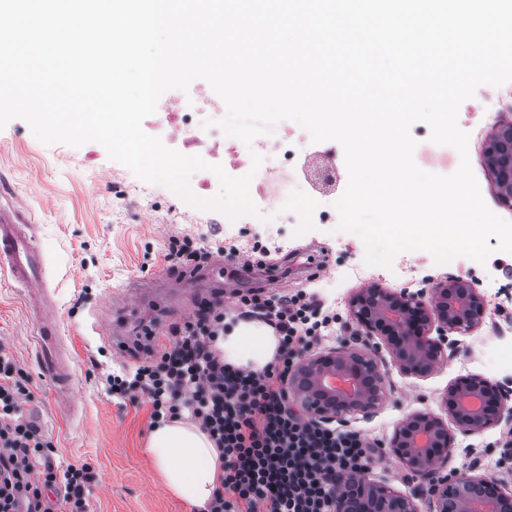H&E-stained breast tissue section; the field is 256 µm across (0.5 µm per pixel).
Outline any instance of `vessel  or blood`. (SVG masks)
<instances>
[{
	"label": "vessel or blood",
	"instance_id": "obj_1",
	"mask_svg": "<svg viewBox=\"0 0 512 512\" xmlns=\"http://www.w3.org/2000/svg\"><path fill=\"white\" fill-rule=\"evenodd\" d=\"M31 213L20 199L0 202V271L7 274L13 287L23 291L29 306L37 314L39 345L59 379H66L68 368L56 357V338L60 326L56 308L43 293L46 286L45 264L37 238L26 232ZM198 283L221 294L224 286V259L216 257L206 267L191 270L179 277L160 270L132 281L127 289L113 298V306L138 323L154 321L157 312L168 310L176 288Z\"/></svg>",
	"mask_w": 512,
	"mask_h": 512
}]
</instances>
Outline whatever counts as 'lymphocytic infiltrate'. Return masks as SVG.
<instances>
[{
    "mask_svg": "<svg viewBox=\"0 0 512 512\" xmlns=\"http://www.w3.org/2000/svg\"><path fill=\"white\" fill-rule=\"evenodd\" d=\"M239 303L279 338L262 369L224 362L215 347L224 307L206 302L170 328L167 343L146 348L140 364L107 374V391L132 402L146 396L152 422L185 416L207 434L224 475L203 512H334L337 474L381 460L382 444L356 430L308 425L285 401L283 384L297 356L336 319L300 294ZM27 398L15 362L0 355V512H53L54 493L67 512H86L93 471L85 463L55 467L40 426L24 414Z\"/></svg>",
    "mask_w": 512,
    "mask_h": 512,
    "instance_id": "f902f5d3",
    "label": "lymphocytic infiltrate"
}]
</instances>
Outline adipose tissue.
I'll list each match as a JSON object with an SVG mask.
<instances>
[{"instance_id": "1", "label": "adipose tissue", "mask_w": 512, "mask_h": 512, "mask_svg": "<svg viewBox=\"0 0 512 512\" xmlns=\"http://www.w3.org/2000/svg\"><path fill=\"white\" fill-rule=\"evenodd\" d=\"M277 346L273 329L260 321L229 325L216 344L226 363L251 369L272 361ZM147 451L166 487L195 507L205 506L224 474L213 442L195 424L182 420L156 426Z\"/></svg>"}]
</instances>
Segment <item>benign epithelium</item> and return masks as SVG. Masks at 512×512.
Masks as SVG:
<instances>
[{"label":"benign epithelium","mask_w":512,"mask_h":512,"mask_svg":"<svg viewBox=\"0 0 512 512\" xmlns=\"http://www.w3.org/2000/svg\"><path fill=\"white\" fill-rule=\"evenodd\" d=\"M494 195L512 208V120L495 124L484 149ZM356 338L338 346L301 353L284 392L291 406L316 426L344 425L357 415L371 416L387 397L376 354L385 348L400 372L427 377L456 353L452 334L465 336L483 325L488 301L464 277H448L423 291L385 288L377 283L358 288L346 301ZM512 394L479 374L448 385L444 415L418 410L395 426L386 454L402 471L425 485L405 494L369 477V472L336 476L341 491L335 512H512V486L484 471L479 460L464 470L444 471L455 451L454 431L480 434L512 425ZM475 486L488 488L480 503L469 497Z\"/></svg>","instance_id":"obj_1"}]
</instances>
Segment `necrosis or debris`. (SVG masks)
<instances>
[{"label":"necrosis or debris","instance_id":"4bbe7bcc","mask_svg":"<svg viewBox=\"0 0 512 512\" xmlns=\"http://www.w3.org/2000/svg\"><path fill=\"white\" fill-rule=\"evenodd\" d=\"M158 117L150 127L163 144L188 156H197L207 162L208 167L193 173L192 185L196 190H210L217 183V176L211 172L214 164H224L229 176L247 175L246 168L236 163L235 158L243 150H250L262 158V163L251 175L249 193L259 214L271 217L273 211H287V198H279L277 204H270L268 186L273 176H281L284 183L302 180L310 197L326 199L331 190L322 188L312 177L309 166L295 168L297 145L290 133L274 128L272 132L255 137L251 145L234 137L227 136L218 122L227 109L213 101L209 93L196 88L178 96L162 95Z\"/></svg>","mask_w":512,"mask_h":512}]
</instances>
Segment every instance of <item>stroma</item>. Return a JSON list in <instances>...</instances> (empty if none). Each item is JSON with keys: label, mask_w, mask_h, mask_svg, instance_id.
<instances>
[{"label": "stroma", "mask_w": 512, "mask_h": 512, "mask_svg": "<svg viewBox=\"0 0 512 512\" xmlns=\"http://www.w3.org/2000/svg\"><path fill=\"white\" fill-rule=\"evenodd\" d=\"M477 105L484 108L483 118L464 127L470 165L486 205L512 221V209L496 201L482 164L492 125L512 107V82L480 86L459 110L464 113ZM410 133L417 142L414 160L420 169L443 176L458 169V151L431 142L427 124L414 123ZM0 190L20 197L31 210L69 359V380L61 382L45 371L38 328L25 298L1 276L0 353L21 371L30 391L24 411L51 443L55 466L85 463L92 468L95 480L85 494L88 512H196L167 490L147 452L150 404H132L107 394L106 375L135 359L115 351L111 337L100 327L110 311L113 290L165 268L164 254L173 237H191L212 254L221 247L244 250L253 241H262L269 249L267 262L281 263L279 292L314 294L339 313L335 335L323 341L327 347L350 340L346 298L360 284L416 291L450 276L476 281L488 300L484 325L462 337L448 365L425 378L402 375L390 356H383L392 385L389 398L370 418L352 419L350 429L388 442L408 413L439 411L448 384L469 373L512 386V252L498 250L497 238H490L494 251L482 264L459 255L440 265L429 251L413 249L394 256L389 265L369 266L360 235L338 230L333 223H316L311 213L301 212L294 224H228L223 214L201 211L176 199L164 186L140 180L109 159L101 145L43 144L20 118L0 129ZM312 246L329 261L320 277L301 267ZM355 268L362 269V280L352 278ZM66 388L71 391L67 397L62 394ZM504 441L499 427L457 434L448 466L460 469L477 459L486 471L500 472Z\"/></svg>", "instance_id": "obj_1"}]
</instances>
